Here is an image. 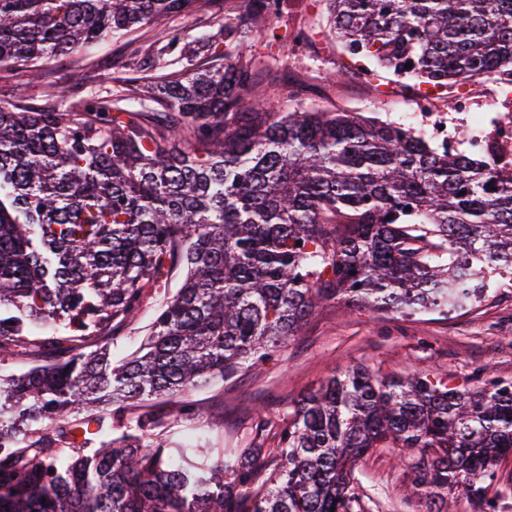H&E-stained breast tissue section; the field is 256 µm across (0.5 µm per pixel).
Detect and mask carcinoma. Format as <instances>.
<instances>
[{
  "instance_id": "1",
  "label": "carcinoma",
  "mask_w": 512,
  "mask_h": 512,
  "mask_svg": "<svg viewBox=\"0 0 512 512\" xmlns=\"http://www.w3.org/2000/svg\"><path fill=\"white\" fill-rule=\"evenodd\" d=\"M354 62L433 88L493 75L512 93V0H325ZM224 0H0V74ZM157 49L121 94L0 105V512H354V471L416 453L410 494L495 507L512 458V382L470 390L355 367L291 407L276 448L163 441L143 405L270 359L324 301L413 317L512 286V157L433 147L401 123L265 97L240 57L191 74ZM413 66L405 68L406 63ZM139 348L112 331L166 287ZM130 408L138 413L129 416ZM85 417H80V414ZM280 460L259 482L256 466Z\"/></svg>"
}]
</instances>
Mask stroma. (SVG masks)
<instances>
[{
  "label": "stroma",
  "mask_w": 512,
  "mask_h": 512,
  "mask_svg": "<svg viewBox=\"0 0 512 512\" xmlns=\"http://www.w3.org/2000/svg\"><path fill=\"white\" fill-rule=\"evenodd\" d=\"M248 28L241 52L244 61L263 76L271 100H283L286 87L303 91V104L327 110L379 113L381 118L428 132L438 120L448 122L453 144L468 150L471 133L493 128L500 114L512 113V96L499 83L475 78L463 89L449 88L431 112L415 115L394 101L414 93L413 80L388 72L368 74L350 67L347 53L327 22L323 0H285L274 15L258 19L243 0H224L221 14L200 11L164 19L117 39L51 58L41 67L39 89L67 85L79 94L119 90V77L130 61L153 75L147 49L159 45L166 30H181L187 40L219 33L224 26ZM302 31L303 45L291 46L287 35ZM363 366L391 377L429 371L449 384L482 386L486 379L512 381V288H501L471 311L445 317L437 314L404 318L353 310L343 302L321 304L307 318L301 333L278 348L273 358L189 391L203 414L201 421L216 447L258 442L277 445V412L316 388L320 381L346 369ZM411 461L388 451L358 463L355 492L360 512H423L418 499L405 498Z\"/></svg>",
  "instance_id": "1"
}]
</instances>
